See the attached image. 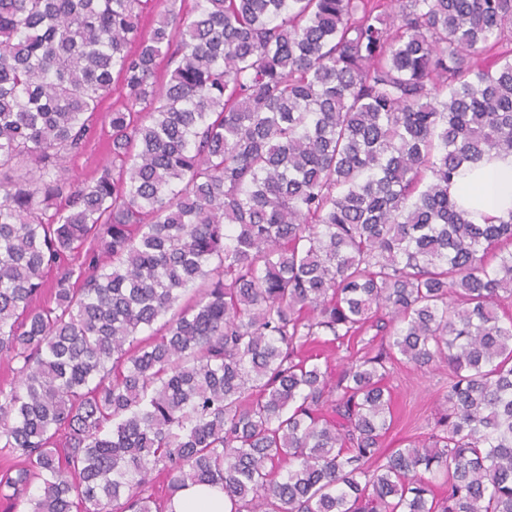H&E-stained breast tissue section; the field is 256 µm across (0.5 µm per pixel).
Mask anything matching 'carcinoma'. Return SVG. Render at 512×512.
<instances>
[{"mask_svg": "<svg viewBox=\"0 0 512 512\" xmlns=\"http://www.w3.org/2000/svg\"><path fill=\"white\" fill-rule=\"evenodd\" d=\"M182 2L0 0V500L512 512V212L448 195L512 152V0ZM372 329L335 378L308 354ZM400 363L448 390L384 453ZM125 91L119 81L112 84V91L103 101L100 112L92 119L90 133L83 148L71 154L65 162L66 177L73 184L89 183L97 177L101 168L112 160L109 144H111L112 129L110 112L112 105H121ZM166 512H224V491L205 484H188L167 504Z\"/></svg>", "mask_w": 512, "mask_h": 512, "instance_id": "1", "label": "carcinoma"}]
</instances>
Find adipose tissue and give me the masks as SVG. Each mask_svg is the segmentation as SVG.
Returning a JSON list of instances; mask_svg holds the SVG:
<instances>
[{
	"label": "adipose tissue",
	"instance_id": "adipose-tissue-1",
	"mask_svg": "<svg viewBox=\"0 0 512 512\" xmlns=\"http://www.w3.org/2000/svg\"><path fill=\"white\" fill-rule=\"evenodd\" d=\"M449 195L475 220L512 210V153L484 160L448 187ZM171 512H224V492L205 484L187 485L176 493Z\"/></svg>",
	"mask_w": 512,
	"mask_h": 512
}]
</instances>
